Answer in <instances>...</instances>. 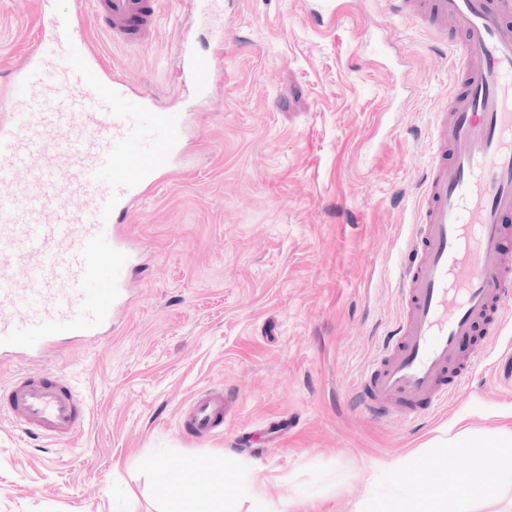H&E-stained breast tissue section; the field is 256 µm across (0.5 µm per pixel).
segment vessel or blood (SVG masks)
Masks as SVG:
<instances>
[{
    "instance_id": "b4317fda",
    "label": "vessel or blood",
    "mask_w": 512,
    "mask_h": 512,
    "mask_svg": "<svg viewBox=\"0 0 512 512\" xmlns=\"http://www.w3.org/2000/svg\"><path fill=\"white\" fill-rule=\"evenodd\" d=\"M453 45V85L431 122V150L405 242L400 312L353 387L385 423L412 424L447 404L491 355L512 308V0H390ZM162 0H88L49 16L27 65L0 85V414L67 446L87 407L39 362L110 338L129 307L137 256L126 222L187 167L186 113L113 78L85 34L101 10L113 41L153 36ZM458 36L449 39V28ZM224 79V52L198 55L189 27L175 41L173 90ZM28 280L18 285L15 265ZM224 419V394L198 392L182 424L199 437Z\"/></svg>"
}]
</instances>
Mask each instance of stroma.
I'll list each match as a JSON object with an SVG mask.
<instances>
[{
  "instance_id": "35a3bbf8",
  "label": "stroma",
  "mask_w": 512,
  "mask_h": 512,
  "mask_svg": "<svg viewBox=\"0 0 512 512\" xmlns=\"http://www.w3.org/2000/svg\"><path fill=\"white\" fill-rule=\"evenodd\" d=\"M317 0H208L190 20L197 53L224 45V80L193 109L178 172L129 220L148 260L110 340L44 361L88 401L72 446L0 417V512H162L163 472L198 462L232 512H361L405 498L414 475L464 471L437 449L512 428V379L485 362L437 415L382 425L352 387L398 314L415 189L431 119L448 95V48L390 10L350 0L337 22ZM73 0H0V80L23 64L42 18ZM166 0L153 39L86 33L113 73L163 95ZM224 393V421L188 436L183 409ZM237 471L225 483L223 468Z\"/></svg>"
}]
</instances>
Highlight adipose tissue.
Segmentation results:
<instances>
[{"label": "adipose tissue", "instance_id": "obj_1", "mask_svg": "<svg viewBox=\"0 0 512 512\" xmlns=\"http://www.w3.org/2000/svg\"><path fill=\"white\" fill-rule=\"evenodd\" d=\"M497 473L512 483V428L499 432L497 440L481 445L465 472L439 471L434 493L410 491L408 497L390 503L366 505L364 512H480L481 504H498V488L488 480ZM224 495L204 491L191 479L171 486L166 512H225Z\"/></svg>", "mask_w": 512, "mask_h": 512}]
</instances>
